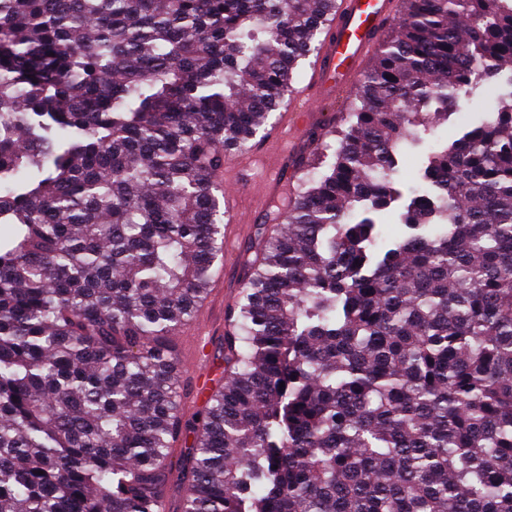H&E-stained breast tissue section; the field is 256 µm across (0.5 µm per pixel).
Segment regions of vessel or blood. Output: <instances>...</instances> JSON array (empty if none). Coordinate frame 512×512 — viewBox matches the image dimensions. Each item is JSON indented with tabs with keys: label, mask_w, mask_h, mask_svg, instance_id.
Returning a JSON list of instances; mask_svg holds the SVG:
<instances>
[{
	"label": "vessel or blood",
	"mask_w": 512,
	"mask_h": 512,
	"mask_svg": "<svg viewBox=\"0 0 512 512\" xmlns=\"http://www.w3.org/2000/svg\"><path fill=\"white\" fill-rule=\"evenodd\" d=\"M395 17L393 0H340L303 103L286 112L273 135L283 154H291L293 145L306 139L310 129L308 105L324 100L332 92L350 88L361 61L375 46L385 25ZM211 327L207 311H200L191 332L188 357L194 373L193 396L197 399L208 394L214 380Z\"/></svg>",
	"instance_id": "b4317fda"
}]
</instances>
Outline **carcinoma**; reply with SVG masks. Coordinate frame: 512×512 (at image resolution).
Instances as JSON below:
<instances>
[{"instance_id": "cac0c4a2", "label": "carcinoma", "mask_w": 512, "mask_h": 512, "mask_svg": "<svg viewBox=\"0 0 512 512\" xmlns=\"http://www.w3.org/2000/svg\"><path fill=\"white\" fill-rule=\"evenodd\" d=\"M337 4L0 0V512H160L179 437L182 512H512V0H400L181 413L160 339L223 262L217 170ZM505 69L382 237L401 148Z\"/></svg>"}]
</instances>
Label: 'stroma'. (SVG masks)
Returning a JSON list of instances; mask_svg holds the SVG:
<instances>
[{"label": "stroma", "instance_id": "35a3bbf8", "mask_svg": "<svg viewBox=\"0 0 512 512\" xmlns=\"http://www.w3.org/2000/svg\"><path fill=\"white\" fill-rule=\"evenodd\" d=\"M501 90L500 83L485 85L475 97L463 104L459 112L451 115L447 123L436 127L431 133L423 135L421 142L405 146L400 156L401 174L399 187L403 194L426 189L423 170L428 154L440 145L458 138L465 128L474 125L484 112L492 110ZM350 95H343L331 101L322 102L318 110V132L311 135L309 141L300 143L295 150V158L282 161L277 144L270 137L276 129L281 115L273 113L261 132L258 151L240 153L235 163L225 164L217 173L218 182H242L248 184L249 192L241 200L243 214L247 218L235 240L231 253L225 254L222 264L217 265L209 285L207 299L210 303V315L215 324L213 353H220L224 347L225 306L232 303L241 287L242 268L245 261L255 259L259 252L256 239V226L262 223L265 213L279 205L285 196H296L302 188L303 170L308 161L318 155H333L337 140L335 129L346 124ZM283 168L287 180V191L270 189L267 174L274 168Z\"/></svg>", "mask_w": 512, "mask_h": 512}]
</instances>
